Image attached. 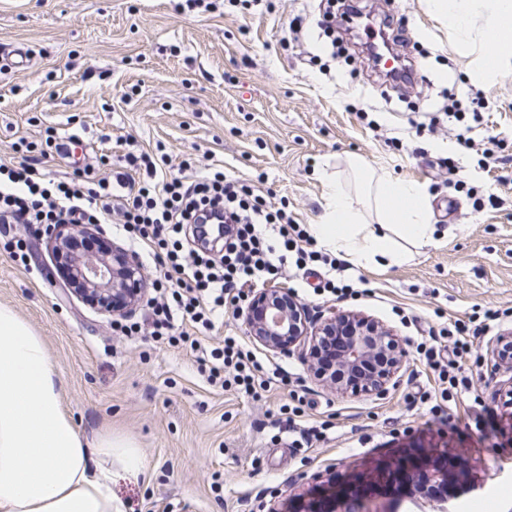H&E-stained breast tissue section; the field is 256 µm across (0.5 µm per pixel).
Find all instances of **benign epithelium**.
<instances>
[{"mask_svg": "<svg viewBox=\"0 0 512 512\" xmlns=\"http://www.w3.org/2000/svg\"><path fill=\"white\" fill-rule=\"evenodd\" d=\"M94 234L96 229L92 224L53 226L46 240L51 260L45 265L46 277L53 279L63 273L65 285L73 294L112 316L136 309L141 302L142 289L133 288L131 284L144 279L138 256L115 245L111 256L101 258L84 256L74 250L78 240ZM287 299L288 290L276 285L252 294L244 322L253 342L274 352L290 353L307 340L309 354L313 357L322 337L330 334L339 323H351L356 331L341 356L342 369L355 370L373 355L389 347L392 351L388 355L389 364L381 372L341 384L339 388L382 396L389 384L396 383L404 353L388 328L350 311L313 330L308 327L306 312L299 305L283 308ZM463 477V469L451 461L447 452L418 451L396 462H379L352 474L343 483L329 482L314 496L294 498L288 501V506H272L268 512H368L367 502L404 488L425 494L437 509L445 512L448 501L428 494L429 488L440 485L452 489Z\"/></svg>", "mask_w": 512, "mask_h": 512, "instance_id": "7a95c632", "label": "benign epithelium"}]
</instances>
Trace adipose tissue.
<instances>
[{
    "label": "adipose tissue",
    "mask_w": 512,
    "mask_h": 512,
    "mask_svg": "<svg viewBox=\"0 0 512 512\" xmlns=\"http://www.w3.org/2000/svg\"><path fill=\"white\" fill-rule=\"evenodd\" d=\"M447 24L454 52L475 83L492 86L512 73V0H426ZM498 42L480 54L479 30ZM349 166L354 184L327 183L325 211L314 227L320 246L342 259L389 267L409 261L411 246L437 231L423 186ZM139 477L147 463L136 445L104 431L87 436L65 410L42 337L10 306L0 305V512H123L112 497V467Z\"/></svg>",
    "instance_id": "adipose-tissue-1"
}]
</instances>
